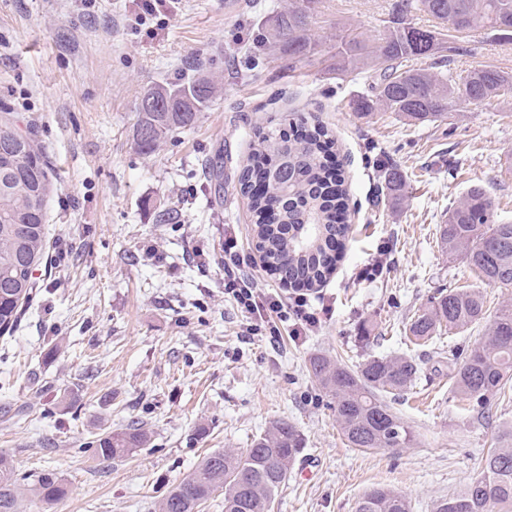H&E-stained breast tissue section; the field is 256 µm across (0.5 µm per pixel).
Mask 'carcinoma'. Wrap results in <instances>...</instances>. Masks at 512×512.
Listing matches in <instances>:
<instances>
[{"mask_svg": "<svg viewBox=\"0 0 512 512\" xmlns=\"http://www.w3.org/2000/svg\"><path fill=\"white\" fill-rule=\"evenodd\" d=\"M314 0H297L275 13L257 43L269 55L301 60L314 53L308 18ZM417 10L438 20L443 29L404 26ZM486 30L512 40V0H397L386 32L372 46L358 37L343 40L336 69L369 74L368 92L353 100L366 116L392 112L416 125L442 122L458 100L482 105L512 97V74L486 68L461 74L453 68L466 48L459 37ZM443 45V54L427 51L428 41ZM430 60L428 66L411 61ZM218 93L213 78L201 75L148 89L137 104L133 129L136 150L154 154L169 137L192 127ZM301 133L287 136L258 128L255 157L271 158L266 189L251 192L253 170L240 178L241 194L254 218L255 248L268 271L286 286L322 282L336 265V252L347 233L346 189L341 171L325 167L328 131L320 123L298 118ZM383 197L401 200L406 177L389 161L378 165ZM52 183L47 161L32 131L21 129L10 113L0 115V335L13 331L38 288L34 272L47 259L46 208ZM488 191L474 185L448 212L438 230L445 254L460 256L485 284L512 286V222L495 219ZM484 325L480 341L465 354H448L453 389L473 406L485 409L490 397L512 390V298L488 314L483 295L458 286L442 291L419 308L404 327V339L429 346L445 332ZM319 390L333 403L336 422L351 448H405L413 436L393 404L416 384L422 362L405 354L370 355L356 365L342 357L310 358ZM150 431L141 423L103 430L91 448L101 460H119L145 446ZM304 439L286 420L272 423L239 450L224 448L204 456L195 469L159 501V512H198L217 492H224V512H271L279 489L288 480ZM70 489L54 470L33 478L19 475L13 459L0 453V512H22V502L53 503ZM355 512H412L398 490L378 487L363 495ZM435 512H512V424L496 436L480 472L461 491L440 501Z\"/></svg>", "mask_w": 512, "mask_h": 512, "instance_id": "obj_1", "label": "carcinoma"}]
</instances>
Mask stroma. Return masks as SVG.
Here are the masks:
<instances>
[{"instance_id": "35a3bbf8", "label": "stroma", "mask_w": 512, "mask_h": 512, "mask_svg": "<svg viewBox=\"0 0 512 512\" xmlns=\"http://www.w3.org/2000/svg\"><path fill=\"white\" fill-rule=\"evenodd\" d=\"M394 0H318L312 56L256 52L263 22L289 0H0V112L33 128L54 181L46 222L51 248L41 286L12 335L0 337V451L19 473L59 472L62 501L25 512H157L161 494L212 450L246 448L272 422L294 424L304 448L274 512H355L375 487L406 494L413 512H434L480 470L512 398L484 414L451 387L447 349L474 346L480 329L444 338V353L415 349L417 386L396 406L414 441L399 450L348 447L309 360L344 353L404 352L403 327L442 289H482L490 306L511 288L482 284L443 254L437 228L474 185L512 221V98L459 102L447 123L410 125L390 112L364 118L350 103L368 77L336 69V37L375 42ZM457 70L512 73V43L464 37ZM206 72L219 91L198 121L151 156L133 144L136 106L149 88ZM325 125L343 163L349 231L343 257L315 306L328 307L306 336L277 343L242 333L224 298L220 245L234 228L253 251L252 214L239 175L255 151L253 131L287 128L291 114ZM378 155L407 177L400 205L377 203ZM181 213L176 224L159 210ZM389 265L356 277L380 245ZM375 340H359L363 324ZM146 424L151 440L103 462L89 446L101 424Z\"/></svg>"}]
</instances>
